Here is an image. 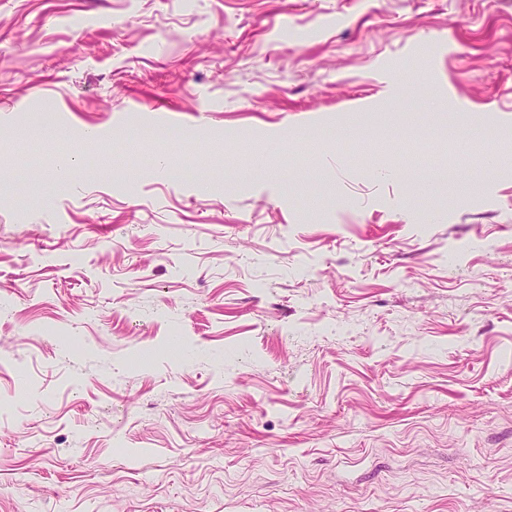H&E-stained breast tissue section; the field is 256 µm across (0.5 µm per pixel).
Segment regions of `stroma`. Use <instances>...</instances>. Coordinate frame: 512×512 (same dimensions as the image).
I'll list each match as a JSON object with an SVG mask.
<instances>
[{
  "label": "stroma",
  "mask_w": 512,
  "mask_h": 512,
  "mask_svg": "<svg viewBox=\"0 0 512 512\" xmlns=\"http://www.w3.org/2000/svg\"><path fill=\"white\" fill-rule=\"evenodd\" d=\"M472 122L512 0H0V512H512Z\"/></svg>",
  "instance_id": "35a3bbf8"
}]
</instances>
